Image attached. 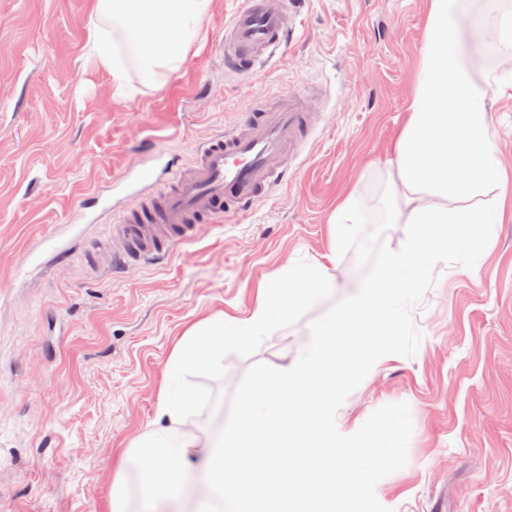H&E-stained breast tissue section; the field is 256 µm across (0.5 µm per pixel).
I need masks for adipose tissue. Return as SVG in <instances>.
I'll list each match as a JSON object with an SVG mask.
<instances>
[{"label": "adipose tissue", "instance_id": "adipose-tissue-1", "mask_svg": "<svg viewBox=\"0 0 512 512\" xmlns=\"http://www.w3.org/2000/svg\"><path fill=\"white\" fill-rule=\"evenodd\" d=\"M464 0H430L426 39L408 119L387 167L390 223L407 224L406 246L388 253L313 333L295 366L261 374L239 394L222 428L202 434L204 402L193 385L224 368V347L269 335L275 319L336 285V253L288 270L260 288L246 317L216 314L185 332L168 361L155 426L126 448L108 512H131L130 494L173 512H350L367 489L365 464L384 446L335 451L323 440L332 396L352 364L380 355L396 332L394 306L452 249H477L506 217L507 178L486 105L499 76L477 65L485 24L464 19ZM212 0H95L87 46L129 98L138 68L148 83L176 71Z\"/></svg>", "mask_w": 512, "mask_h": 512}]
</instances>
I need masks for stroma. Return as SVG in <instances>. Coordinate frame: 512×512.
Returning <instances> with one entry per match:
<instances>
[{"label":"stroma","instance_id":"stroma-1","mask_svg":"<svg viewBox=\"0 0 512 512\" xmlns=\"http://www.w3.org/2000/svg\"><path fill=\"white\" fill-rule=\"evenodd\" d=\"M94 0H0V512H108L118 456L150 429L174 346L198 321L248 314L260 283L329 249L327 218L351 189L372 210L340 249L337 282L368 280L410 227L386 219L387 162L408 118L429 0H307L287 47L265 67L225 72L224 21L207 25L159 87L112 79L86 54ZM504 86L489 106L512 173V56L485 43ZM319 85L324 118L295 179L205 226L158 265L112 270V222L134 210L135 178L279 93ZM312 300L270 335L224 350L198 380L210 430L261 368L296 360L341 302ZM398 334L337 387V448L379 431L393 456L350 512H512V220L480 257L452 251L395 306Z\"/></svg>","mask_w":512,"mask_h":512}]
</instances>
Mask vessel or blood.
<instances>
[{
  "label": "vessel or blood",
  "instance_id": "vessel-or-blood-1",
  "mask_svg": "<svg viewBox=\"0 0 512 512\" xmlns=\"http://www.w3.org/2000/svg\"><path fill=\"white\" fill-rule=\"evenodd\" d=\"M306 0H243L224 25L225 68L246 72L292 36ZM320 121L297 91L255 104L239 122L202 142L187 165H172L157 185L140 190L136 209L113 225L112 265L134 267L169 258L204 225L238 214L297 175L296 161Z\"/></svg>",
  "mask_w": 512,
  "mask_h": 512
}]
</instances>
